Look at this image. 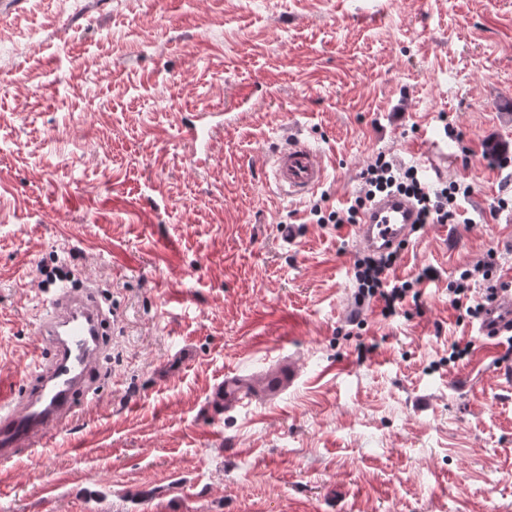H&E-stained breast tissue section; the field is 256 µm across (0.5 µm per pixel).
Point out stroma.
<instances>
[{"label":"stroma","instance_id":"obj_1","mask_svg":"<svg viewBox=\"0 0 512 512\" xmlns=\"http://www.w3.org/2000/svg\"><path fill=\"white\" fill-rule=\"evenodd\" d=\"M1 78L0 399L33 385L50 265L106 283L108 346L78 419L0 466V512H512V348L448 301L512 268V0H16ZM291 128L327 171L300 200L264 177ZM441 140L464 221L411 237L386 318L309 212ZM276 347L287 393L206 414Z\"/></svg>","mask_w":512,"mask_h":512}]
</instances>
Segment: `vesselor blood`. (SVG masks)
Segmentation results:
<instances>
[{
  "label": "vessel or blood",
  "mask_w": 512,
  "mask_h": 512,
  "mask_svg": "<svg viewBox=\"0 0 512 512\" xmlns=\"http://www.w3.org/2000/svg\"><path fill=\"white\" fill-rule=\"evenodd\" d=\"M448 154L439 144L422 153V165L431 174L443 172ZM270 177L277 190L291 198L314 193L326 180V168L308 141L291 138L269 160ZM417 210L408 198L392 193L375 200L354 227L358 244L373 253L406 245L415 229ZM104 314L87 293L62 287L45 306L38 333L50 345L49 353H34L28 366L36 389L16 399L0 401V464L12 463L22 452L34 450L51 426L72 423L80 404L93 402L92 377L99 367L105 342ZM486 341L512 335V290L502 288L486 305L477 325ZM298 377L294 363L278 357L257 374L225 372L209 393L206 409L227 414L260 401L277 402Z\"/></svg>",
  "instance_id": "1"
}]
</instances>
